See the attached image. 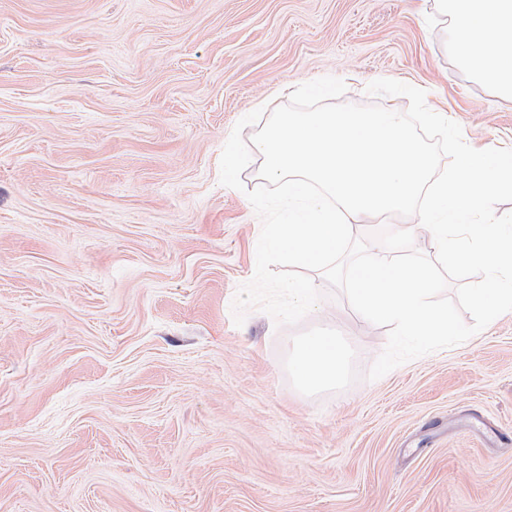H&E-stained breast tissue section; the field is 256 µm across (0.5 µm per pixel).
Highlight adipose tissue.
Listing matches in <instances>:
<instances>
[{
  "mask_svg": "<svg viewBox=\"0 0 512 512\" xmlns=\"http://www.w3.org/2000/svg\"><path fill=\"white\" fill-rule=\"evenodd\" d=\"M452 22L460 60L477 76L512 96V0H435ZM347 362L344 345L325 334L308 339L295 362L301 386L316 390L335 384Z\"/></svg>",
  "mask_w": 512,
  "mask_h": 512,
  "instance_id": "ef3b65f1",
  "label": "adipose tissue"
}]
</instances>
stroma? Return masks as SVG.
<instances>
[{
  "instance_id": "1",
  "label": "stroma",
  "mask_w": 512,
  "mask_h": 512,
  "mask_svg": "<svg viewBox=\"0 0 512 512\" xmlns=\"http://www.w3.org/2000/svg\"><path fill=\"white\" fill-rule=\"evenodd\" d=\"M328 75L512 148L434 0H0V512H512V312L375 381L387 328L322 276L298 324L233 322L262 160L234 190L222 149ZM327 333L344 374L304 391ZM346 362V349L336 336H314L299 350L295 372L303 388L316 390L335 384L342 376Z\"/></svg>"
}]
</instances>
